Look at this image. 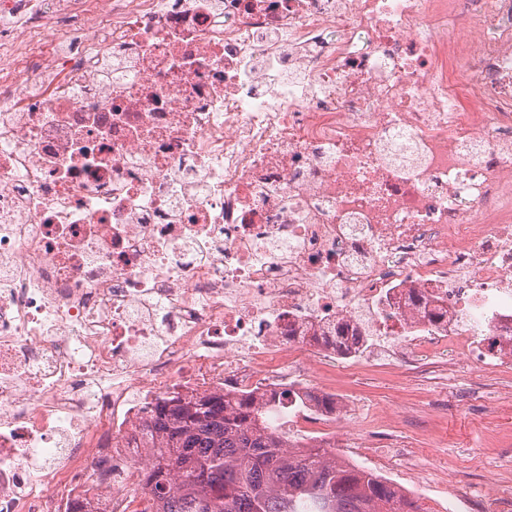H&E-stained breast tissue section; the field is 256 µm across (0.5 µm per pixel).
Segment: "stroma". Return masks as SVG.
Returning <instances> with one entry per match:
<instances>
[{"instance_id":"obj_1","label":"stroma","mask_w":512,"mask_h":512,"mask_svg":"<svg viewBox=\"0 0 512 512\" xmlns=\"http://www.w3.org/2000/svg\"><path fill=\"white\" fill-rule=\"evenodd\" d=\"M338 390L362 403L380 449L391 442L427 449L418 466L424 490L417 502L424 512H456L462 499L492 488L512 489V403L486 413L482 398L512 392V373L469 380L432 377L416 382L372 368L356 378L337 376ZM480 402H472V394ZM406 404L415 413L398 427L383 422L386 407Z\"/></svg>"}]
</instances>
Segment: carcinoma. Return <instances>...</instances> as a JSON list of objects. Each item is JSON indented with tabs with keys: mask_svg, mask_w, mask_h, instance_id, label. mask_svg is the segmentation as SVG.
I'll list each match as a JSON object with an SVG mask.
<instances>
[{
	"mask_svg": "<svg viewBox=\"0 0 512 512\" xmlns=\"http://www.w3.org/2000/svg\"><path fill=\"white\" fill-rule=\"evenodd\" d=\"M249 396L160 405L169 452L149 471L156 512H423L388 479L319 443L288 453Z\"/></svg>",
	"mask_w": 512,
	"mask_h": 512,
	"instance_id": "cac0c4a2",
	"label": "carcinoma"
}]
</instances>
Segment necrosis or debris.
<instances>
[{"mask_svg": "<svg viewBox=\"0 0 512 512\" xmlns=\"http://www.w3.org/2000/svg\"><path fill=\"white\" fill-rule=\"evenodd\" d=\"M0 14V512H144L171 398L512 367V0Z\"/></svg>", "mask_w": 512, "mask_h": 512, "instance_id": "necrosis-or-debris-1", "label": "necrosis or debris"}]
</instances>
